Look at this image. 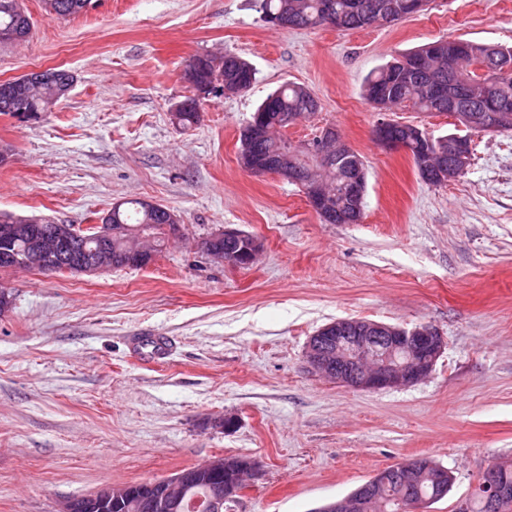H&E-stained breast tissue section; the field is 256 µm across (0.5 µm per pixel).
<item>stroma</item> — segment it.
Instances as JSON below:
<instances>
[{
	"mask_svg": "<svg viewBox=\"0 0 512 512\" xmlns=\"http://www.w3.org/2000/svg\"><path fill=\"white\" fill-rule=\"evenodd\" d=\"M25 6L32 32L0 45V81L59 67L74 86L29 121L0 115V213L85 227L146 199L182 234L141 269L0 272V512H58L219 455L261 463L226 512H312L418 457L453 478L429 512H456L489 466L512 464V134L469 133L465 173L432 186L378 145L361 95L374 69L440 38L512 47V0H432L345 32L269 27L256 0H99L66 19ZM229 52L254 83L201 98L180 128L189 61ZM288 82L321 103L289 138L332 125L362 156L359 223H324L298 185L240 167L242 128ZM225 227L262 240L253 265L202 252ZM341 317L427 324L446 347L415 385L345 387L304 360ZM136 336L168 337V360L137 357Z\"/></svg>",
	"mask_w": 512,
	"mask_h": 512,
	"instance_id": "35a3bbf8",
	"label": "stroma"
}]
</instances>
